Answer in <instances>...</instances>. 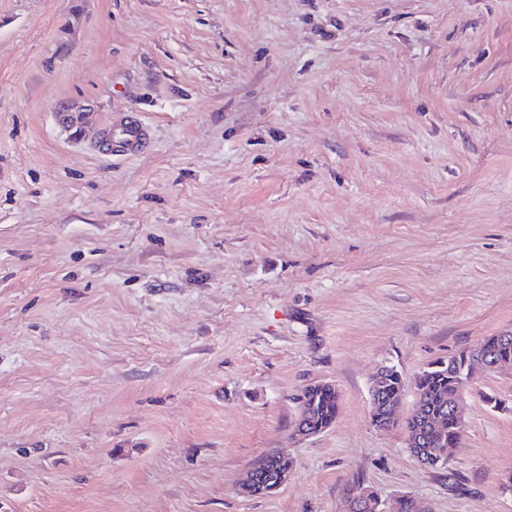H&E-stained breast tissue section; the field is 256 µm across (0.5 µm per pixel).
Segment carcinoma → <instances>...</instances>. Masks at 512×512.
Wrapping results in <instances>:
<instances>
[{"instance_id": "obj_1", "label": "carcinoma", "mask_w": 512, "mask_h": 512, "mask_svg": "<svg viewBox=\"0 0 512 512\" xmlns=\"http://www.w3.org/2000/svg\"><path fill=\"white\" fill-rule=\"evenodd\" d=\"M494 360L512 364V349L503 348L496 334L484 337L470 349L431 362L413 379L415 399L404 419L401 418V405L406 380L395 367H386L377 379V385L388 407L380 405L371 409L372 424L387 429L404 421L408 453L414 458L426 456L425 467L429 469L448 470V449L457 439V426L448 413L449 406L466 388L475 371L486 370ZM305 396L309 408L308 428L317 431L334 423L338 414L335 388L322 383L311 384ZM360 499L365 502L362 512H382L378 509L377 494L354 481L346 489L345 505L350 507Z\"/></svg>"}]
</instances>
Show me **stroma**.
<instances>
[{
	"mask_svg": "<svg viewBox=\"0 0 512 512\" xmlns=\"http://www.w3.org/2000/svg\"><path fill=\"white\" fill-rule=\"evenodd\" d=\"M502 331L512 0H0V512H512V374L445 472L370 419L381 366ZM273 448L291 479L239 495ZM148 137L149 129L140 120L114 117L105 141L108 146H112L113 156L129 157L141 150ZM327 384L329 385L322 383L309 385L305 392L308 407L303 396L304 389L297 395L298 400L295 398L299 409V422H304L307 418V428L313 429L314 431H318L319 428L333 424L338 414V394L336 389L332 387L333 384ZM325 429L327 428H323L321 431ZM358 499H364V510H346L347 512H418L415 507V502L408 496H402L397 500L396 510H380L378 509L379 502L377 494L369 490L368 487H365L359 481H353L346 489L345 505L347 508H351L352 503L357 502Z\"/></svg>",
	"mask_w": 512,
	"mask_h": 512,
	"instance_id": "stroma-1",
	"label": "stroma"
}]
</instances>
